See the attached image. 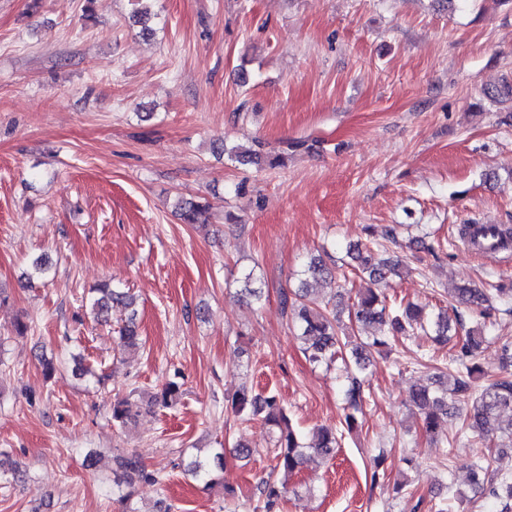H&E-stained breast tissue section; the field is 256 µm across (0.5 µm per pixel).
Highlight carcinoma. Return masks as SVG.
Listing matches in <instances>:
<instances>
[{
	"label": "carcinoma",
	"instance_id": "obj_1",
	"mask_svg": "<svg viewBox=\"0 0 512 512\" xmlns=\"http://www.w3.org/2000/svg\"><path fill=\"white\" fill-rule=\"evenodd\" d=\"M230 160L241 164H261L262 156L252 149L238 145L224 149ZM181 219L187 224L205 221L206 207L192 198L182 199L178 204ZM346 254L353 262L354 269L367 276L375 284L359 293L353 304L355 322L363 327H374V332L365 336V340L353 345L343 335L340 316L336 308L329 307L320 296L313 293L310 282L331 277L334 270L321 258H312L303 271L304 279L299 288L293 292L282 293L283 313L291 315L297 329V337L303 343V350L308 361L314 365L331 366L343 352H348L354 367V373L348 377L344 389L347 414V430L357 425V413L362 411L369 398L364 381L359 374L366 370L369 355L374 349L388 345L389 338L405 335L415 328L432 330V340L437 345H445L450 340L451 329L448 317L439 315L432 319L422 310L407 306L393 310L387 305V298L377 285L398 274L401 261L392 258H379L373 247L364 243H354L346 247ZM240 293L256 302L262 300V288L256 286L253 272L242 275L239 280ZM450 297L458 304L471 310L484 313L483 306L488 302L485 292L477 287L463 286L448 291ZM114 304L128 307L134 305V297L122 288L103 287L89 296L88 306L91 312L99 316ZM120 343L128 348L138 346L139 334L135 318L119 330ZM485 341L481 331L475 329L465 338L459 354L451 363L453 383L449 390L432 391L419 386L412 390L410 401L423 414V429L428 434L437 432L441 419L451 416L449 408L464 412L461 437L468 445L477 449L475 453L473 495H481L492 500L491 512H512V476L494 473L488 474L489 464L485 457L479 431L487 424L503 415H508V434L512 436V379L501 377L486 386L476 389L471 384L473 375L482 371L477 363L478 349ZM182 396L181 384L172 379L167 381L160 392L143 402L129 398L119 399L112 404V423L119 429L134 422L144 410L156 406L170 407L178 403ZM230 408L238 416H261L275 433L274 459L275 468L283 476L298 470L312 457L329 455L338 446V432L333 428H319L311 436L297 430L288 410L271 392H260L245 384L232 395ZM227 463L225 449L220 448L208 456L197 455L187 465V472L196 480L205 484L213 481L214 473L224 470ZM114 483L117 487L126 486L129 491L120 495V500L128 503L132 498V487L137 482L160 485L163 479L147 470L145 465L133 453L119 454L114 459ZM287 481L276 483L270 479L261 481L260 497L264 512H276L284 498Z\"/></svg>",
	"mask_w": 512,
	"mask_h": 512
}]
</instances>
